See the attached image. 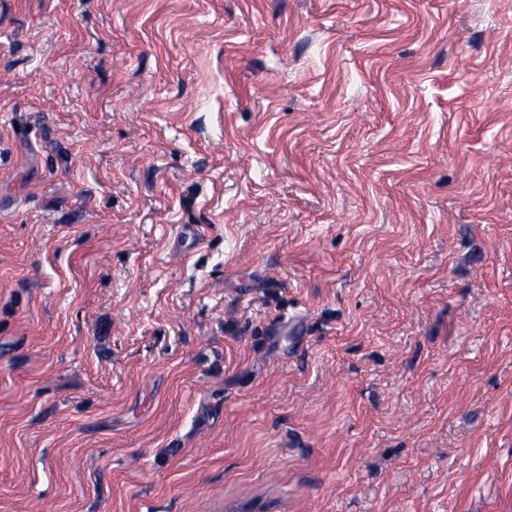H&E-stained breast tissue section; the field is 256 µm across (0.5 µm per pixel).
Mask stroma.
<instances>
[{
	"label": "stroma",
	"mask_w": 512,
	"mask_h": 512,
	"mask_svg": "<svg viewBox=\"0 0 512 512\" xmlns=\"http://www.w3.org/2000/svg\"><path fill=\"white\" fill-rule=\"evenodd\" d=\"M0 512H512V0H0Z\"/></svg>",
	"instance_id": "stroma-1"
}]
</instances>
